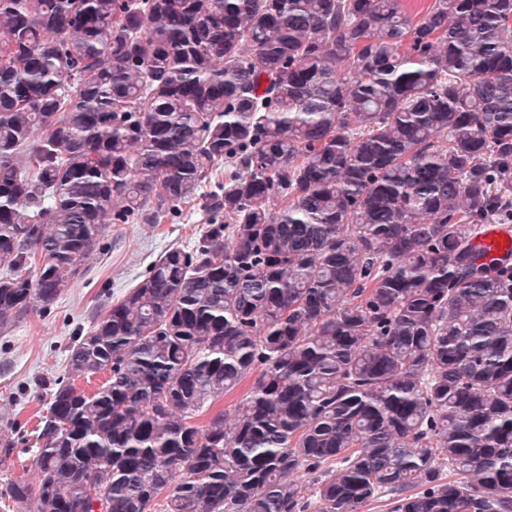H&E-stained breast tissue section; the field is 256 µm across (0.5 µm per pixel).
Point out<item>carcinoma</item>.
Listing matches in <instances>:
<instances>
[{"instance_id": "carcinoma-1", "label": "carcinoma", "mask_w": 512, "mask_h": 512, "mask_svg": "<svg viewBox=\"0 0 512 512\" xmlns=\"http://www.w3.org/2000/svg\"><path fill=\"white\" fill-rule=\"evenodd\" d=\"M2 46L1 329L215 219L75 337L12 508L512 512V0H0ZM483 260L512 262V227L503 224H485L484 231L475 239Z\"/></svg>"}]
</instances>
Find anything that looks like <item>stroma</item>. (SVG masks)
<instances>
[{
	"label": "stroma",
	"mask_w": 512,
	"mask_h": 512,
	"mask_svg": "<svg viewBox=\"0 0 512 512\" xmlns=\"http://www.w3.org/2000/svg\"><path fill=\"white\" fill-rule=\"evenodd\" d=\"M210 229L209 213L191 205L172 224L108 225L51 309L34 307L0 332L1 495L10 482H38L30 446L76 333L140 281L161 252L191 247Z\"/></svg>",
	"instance_id": "obj_1"
}]
</instances>
